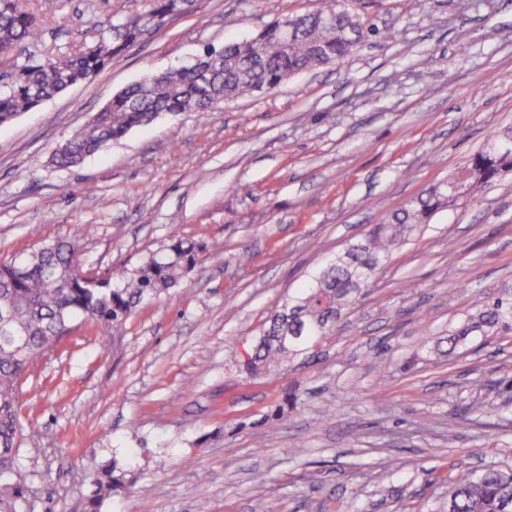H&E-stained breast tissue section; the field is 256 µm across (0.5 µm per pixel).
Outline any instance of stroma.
Returning <instances> with one entry per match:
<instances>
[{
    "mask_svg": "<svg viewBox=\"0 0 512 512\" xmlns=\"http://www.w3.org/2000/svg\"><path fill=\"white\" fill-rule=\"evenodd\" d=\"M41 46L135 0H60ZM319 0H193L89 83L0 125V260L80 236L84 271L203 244L171 294L106 341L77 323L23 394V512H432L459 468L512 465V334L451 345L512 284V172L395 250L317 359L263 378L235 359L379 215L512 126V0H357L386 38L223 111L159 115L78 166L55 150L149 73L191 64ZM252 261H244V254ZM412 289H403V282ZM297 408L274 412L285 392ZM501 402L494 416L482 402ZM119 474H116V473ZM124 474L112 466V469H102L97 473L94 479L96 500H103L118 495L125 487ZM93 500L92 506H96L98 502Z\"/></svg>",
    "mask_w": 512,
    "mask_h": 512,
    "instance_id": "obj_1",
    "label": "stroma"
}]
</instances>
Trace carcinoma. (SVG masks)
<instances>
[{
	"mask_svg": "<svg viewBox=\"0 0 512 512\" xmlns=\"http://www.w3.org/2000/svg\"><path fill=\"white\" fill-rule=\"evenodd\" d=\"M189 0H144L140 9L115 20L90 21L89 36L69 51L40 49L45 19L56 14L59 0H0V124L13 120L69 87L103 71L112 58L182 12ZM293 23L300 36L282 40L281 25ZM358 28V39L379 34L356 9L341 0H320L307 14L288 16L242 42L206 48L190 67L148 74L112 99L86 126L74 132L55 152L58 166L79 165L86 156L163 112L207 115L222 99L233 100L260 89L274 90L296 73L345 63L357 46L347 31ZM458 171V184L474 197L502 173L512 171V127L492 133L486 145ZM448 177L432 184L397 209L357 243L349 258L319 273L288 302V314L276 311L270 324L248 351L238 357L253 376L279 371L295 358L312 354L335 335L345 310L373 274L421 226L448 207L453 196ZM79 241L46 243L29 253L0 261V512H21L25 485L15 478L20 452L22 414L19 402L27 372L84 319L101 335L125 321L140 305L176 287L202 251L199 243L178 238L137 267L110 277L87 278L79 262ZM512 333V286L498 289L458 332ZM97 501L122 492L124 474L103 469L94 479ZM445 512H512V468L461 471L449 484Z\"/></svg>",
	"mask_w": 512,
	"mask_h": 512,
	"instance_id": "1",
	"label": "carcinoma"
}]
</instances>
